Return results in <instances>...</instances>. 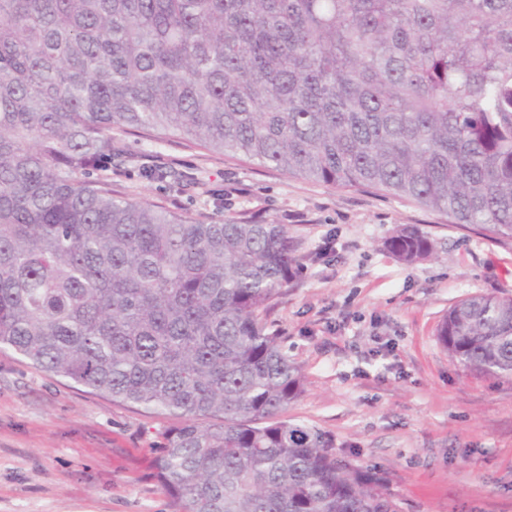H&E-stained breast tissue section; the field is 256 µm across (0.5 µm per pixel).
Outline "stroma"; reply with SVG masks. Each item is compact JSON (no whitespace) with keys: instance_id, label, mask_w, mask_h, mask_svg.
I'll return each mask as SVG.
<instances>
[{"instance_id":"35a3bbf8","label":"stroma","mask_w":512,"mask_h":512,"mask_svg":"<svg viewBox=\"0 0 512 512\" xmlns=\"http://www.w3.org/2000/svg\"><path fill=\"white\" fill-rule=\"evenodd\" d=\"M122 143L125 194L211 224H284L295 238L303 270L267 315L307 380L288 417L376 472L399 512H512V381L462 368L437 339L460 299L512 296L511 245L372 188L174 139ZM171 164L196 182L140 173ZM408 225L434 257L409 264L385 248ZM164 425L0 350V512H173L148 470Z\"/></svg>"}]
</instances>
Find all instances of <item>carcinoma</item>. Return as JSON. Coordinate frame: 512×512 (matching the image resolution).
I'll list each match as a JSON object with an SVG mask.
<instances>
[{
	"label": "carcinoma",
	"instance_id": "cac0c4a2",
	"mask_svg": "<svg viewBox=\"0 0 512 512\" xmlns=\"http://www.w3.org/2000/svg\"><path fill=\"white\" fill-rule=\"evenodd\" d=\"M128 132L512 243V0H0V348L174 420L150 476L175 512H397L282 417L305 392L264 319L301 266L288 225L124 195L112 135ZM386 247L434 255L414 227ZM437 337L512 379L511 296L460 300Z\"/></svg>",
	"mask_w": 512,
	"mask_h": 512
}]
</instances>
